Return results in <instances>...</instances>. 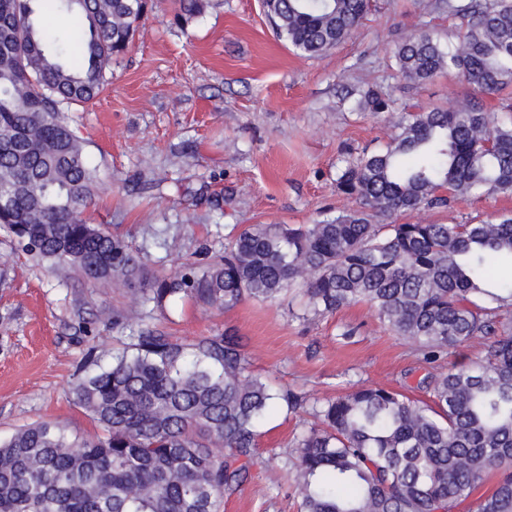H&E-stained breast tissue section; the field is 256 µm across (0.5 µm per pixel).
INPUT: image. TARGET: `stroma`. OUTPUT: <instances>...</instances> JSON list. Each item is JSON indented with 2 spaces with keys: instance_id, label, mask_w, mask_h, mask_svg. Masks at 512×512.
<instances>
[{
  "instance_id": "obj_1",
  "label": "stroma",
  "mask_w": 512,
  "mask_h": 512,
  "mask_svg": "<svg viewBox=\"0 0 512 512\" xmlns=\"http://www.w3.org/2000/svg\"><path fill=\"white\" fill-rule=\"evenodd\" d=\"M175 6L155 0L113 57L111 83L66 109L98 174L85 215L131 246L142 262L136 279L96 282L49 267L0 229V441L41 422L76 437L97 432L69 384L111 364L142 324L191 338L230 329L252 372L307 406L260 425L249 476L221 512H298L292 445L308 406L361 385L429 400V369L415 349L364 303L314 316L292 294L225 312L181 301L158 310L134 298L179 264L218 260L248 225L312 224L351 208L336 189L338 160L378 148L394 128L388 114L354 108L349 91L380 90L399 112L469 96L456 76L412 83L390 67L405 37L425 29L445 42L465 20L435 0H373L351 39L305 59L278 38L261 0H209L186 26ZM509 212L512 196L487 194L422 216L477 223Z\"/></svg>"
}]
</instances>
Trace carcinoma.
<instances>
[{
    "mask_svg": "<svg viewBox=\"0 0 512 512\" xmlns=\"http://www.w3.org/2000/svg\"><path fill=\"white\" fill-rule=\"evenodd\" d=\"M206 0H179L182 24ZM279 36L301 57L349 39L370 0H263ZM468 19L446 46L425 31L394 52L396 71L423 82L455 72L474 91L512 84V0L448 4ZM148 0H0V224L23 251L96 281L126 282L139 258L84 212L96 168L64 107L95 100L112 79ZM72 19L64 36L35 24L40 12ZM373 112L392 104L369 89ZM393 140L339 161L337 190L354 206L315 224H252L224 259L183 266L141 291L161 307L183 295L218 311L247 298L273 302L303 289L306 309L333 313L365 302L434 367L480 339L484 363L430 375L432 403L358 386L314 409L293 443L300 512H451L483 477L503 478L474 512H512V214L496 222L398 221L459 198L512 195V122L473 99L446 109L397 112ZM106 431L71 437L42 422L0 443V512H219L257 454L258 428L301 402L249 371L241 338L187 341L140 327L112 365L72 383Z\"/></svg>",
    "mask_w": 512,
    "mask_h": 512,
    "instance_id": "obj_1",
    "label": "carcinoma"
}]
</instances>
